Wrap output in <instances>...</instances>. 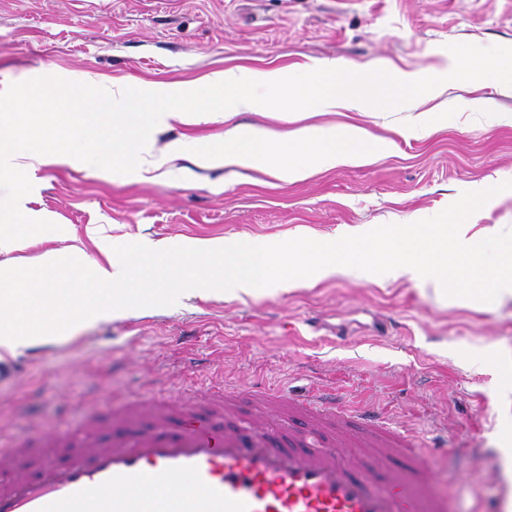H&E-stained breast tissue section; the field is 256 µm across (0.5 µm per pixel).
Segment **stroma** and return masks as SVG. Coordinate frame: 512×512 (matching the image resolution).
<instances>
[{
    "label": "stroma",
    "instance_id": "1",
    "mask_svg": "<svg viewBox=\"0 0 512 512\" xmlns=\"http://www.w3.org/2000/svg\"><path fill=\"white\" fill-rule=\"evenodd\" d=\"M512 46V0H0V92L42 76L83 74L151 90L229 68L306 72L315 62L398 76L450 63V44ZM419 112L439 118L431 135ZM391 147L364 165L311 170L284 183L192 153L161 168L102 179L89 166L30 173L28 206L64 232L68 251L90 224L118 245L178 244L306 231L334 241L348 226L410 224L466 191L512 181V87L451 81L392 109L332 117ZM486 236L512 225V190L469 219ZM512 298L476 308L410 281L337 276L244 299L181 298L75 328L0 360V438L77 427L105 389L124 397L220 381L306 393L332 385L455 453L434 476L454 512L512 503ZM205 359L204 373L185 366Z\"/></svg>",
    "mask_w": 512,
    "mask_h": 512
}]
</instances>
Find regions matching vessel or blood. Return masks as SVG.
<instances>
[{
	"label": "vessel or blood",
	"instance_id": "b4317fda",
	"mask_svg": "<svg viewBox=\"0 0 512 512\" xmlns=\"http://www.w3.org/2000/svg\"><path fill=\"white\" fill-rule=\"evenodd\" d=\"M104 401L76 431L0 448V512L448 510L416 435L331 389L210 384Z\"/></svg>",
	"mask_w": 512,
	"mask_h": 512
}]
</instances>
